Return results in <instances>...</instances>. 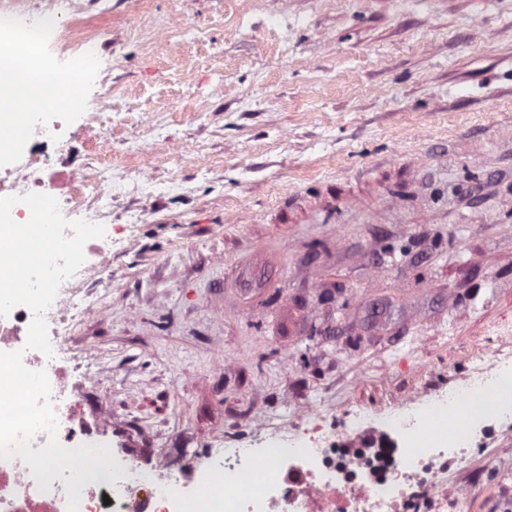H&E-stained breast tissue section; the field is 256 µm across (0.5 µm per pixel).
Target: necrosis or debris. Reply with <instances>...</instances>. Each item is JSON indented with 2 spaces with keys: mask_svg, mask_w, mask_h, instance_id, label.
<instances>
[{
  "mask_svg": "<svg viewBox=\"0 0 512 512\" xmlns=\"http://www.w3.org/2000/svg\"><path fill=\"white\" fill-rule=\"evenodd\" d=\"M82 0H44L36 9L0 8L16 34L0 40V114L17 112L15 86L28 79L32 98L25 139L0 161V197L25 193L54 195L64 185L61 208L69 219L106 223L112 205L126 194L124 177L91 169L62 174L53 157L68 144L73 127L93 132L101 154L111 152L108 112H76L52 102L53 79L26 65V35L37 31L61 58L83 51L94 36L72 29ZM79 276L65 280L45 314L53 357L25 350L33 319L26 306L0 318V351L23 350V363L45 371L59 442L68 448L103 444V431L87 426L69 397L71 373L59 356L68 321H96L106 297H79ZM468 377L460 385L410 399L377 414L362 407L341 417L308 405L302 423L288 431L259 420L245 442L214 449L193 459L189 476L164 474L118 456L122 477L98 472L81 492L78 512H455L470 491L448 483L449 467L465 466L484 448L491 430L512 422V350L487 351L474 344ZM62 479L41 490L21 459H0V512H67Z\"/></svg>",
  "mask_w": 512,
  "mask_h": 512,
  "instance_id": "obj_1",
  "label": "necrosis or debris"
}]
</instances>
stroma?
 I'll list each match as a JSON object with an SVG mask.
<instances>
[{
  "instance_id": "35a3bbf8",
  "label": "stroma",
  "mask_w": 512,
  "mask_h": 512,
  "mask_svg": "<svg viewBox=\"0 0 512 512\" xmlns=\"http://www.w3.org/2000/svg\"><path fill=\"white\" fill-rule=\"evenodd\" d=\"M112 151L140 170L125 238L79 286L70 392L151 465L180 466L256 411L382 410L512 335V0H88ZM140 147L132 149L129 140ZM332 207L318 208L324 197ZM451 484L512 512V424Z\"/></svg>"
}]
</instances>
